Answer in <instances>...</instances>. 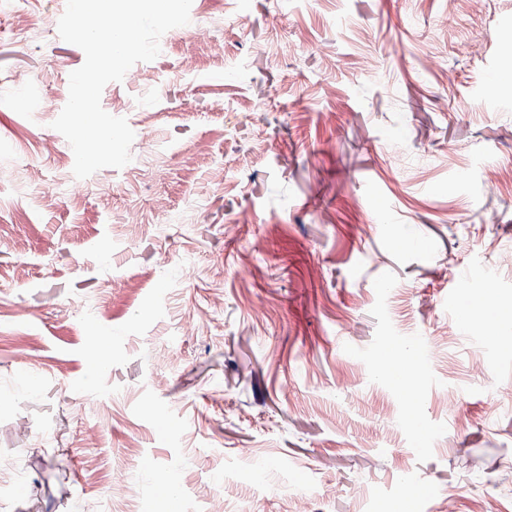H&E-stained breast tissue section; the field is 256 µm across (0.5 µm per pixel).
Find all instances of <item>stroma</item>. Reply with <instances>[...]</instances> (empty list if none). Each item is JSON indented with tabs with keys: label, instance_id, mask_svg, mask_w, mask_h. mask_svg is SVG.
Masks as SVG:
<instances>
[{
	"label": "stroma",
	"instance_id": "obj_1",
	"mask_svg": "<svg viewBox=\"0 0 512 512\" xmlns=\"http://www.w3.org/2000/svg\"><path fill=\"white\" fill-rule=\"evenodd\" d=\"M448 8L193 0L140 84L102 92L153 128L147 167L77 193L52 123L85 55L39 28L62 0H29L23 36L0 19V458L26 485L0 474V512H80L118 467L132 512H288L292 485L297 512H512V93L488 92L512 72L489 49L512 0H458L450 28ZM214 54L231 75L197 69ZM21 72L44 74L41 111ZM452 296L492 312L491 342L457 331ZM93 333L108 367L85 356ZM387 356L413 358L421 400Z\"/></svg>",
	"mask_w": 512,
	"mask_h": 512
}]
</instances>
